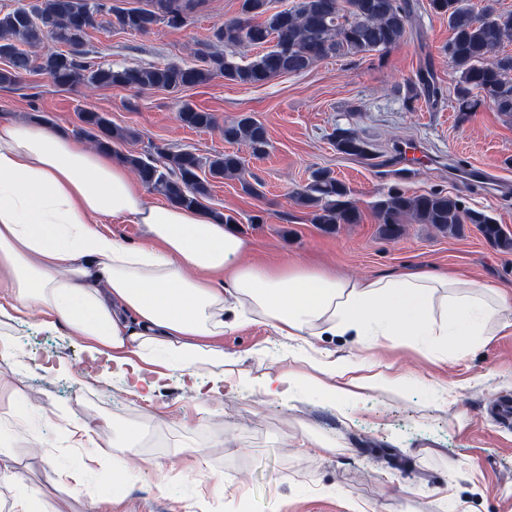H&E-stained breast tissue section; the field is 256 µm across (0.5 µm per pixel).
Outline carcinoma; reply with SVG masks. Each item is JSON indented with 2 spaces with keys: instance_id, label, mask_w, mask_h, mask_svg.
Returning <instances> with one entry per match:
<instances>
[{
  "instance_id": "cac0c4a2",
  "label": "carcinoma",
  "mask_w": 512,
  "mask_h": 512,
  "mask_svg": "<svg viewBox=\"0 0 512 512\" xmlns=\"http://www.w3.org/2000/svg\"><path fill=\"white\" fill-rule=\"evenodd\" d=\"M191 2L139 0L137 6L122 7L112 0H30L0 10V86H12L40 68L53 83L69 88L177 92L216 76L241 85H263L283 74L304 73L327 58L387 52L405 40L412 25L408 0H295L282 10L274 8L272 0H240L238 15L218 25L213 38L226 48L247 44L262 49L245 64L215 50L198 53L196 64L114 68L93 61L83 49L87 31L98 26L140 34L151 33L161 23L180 29L187 23ZM428 7L448 19L451 37L446 51L458 111L474 112L488 102L512 118V54L504 51V44L512 41V11L488 8L477 15L468 0H429ZM49 40L66 50H48L37 57L27 51ZM418 91L433 99L442 94L432 71L418 73L417 88L403 96L406 107L413 106ZM178 118L192 129L216 126L213 113L188 104ZM80 121L79 132L102 151L136 137L132 130L112 124L104 112L83 110ZM221 132L224 141L243 143L255 155L268 146L266 127L251 116L224 123ZM336 145L348 155L367 152L366 144L349 131L337 132ZM158 155L154 159L128 154L123 160L147 188L172 204L199 207L213 180L238 179L245 192H256L253 184L241 179L243 162L236 153H220L206 162L189 150H160ZM203 168L205 178L199 175ZM293 201L326 230L361 220L350 189L326 169L314 170L310 182L293 193ZM374 211L388 238L400 236L409 221L455 236L463 225L474 224L497 248L512 251V235L495 219L442 191L411 195L393 189L375 202Z\"/></svg>"
}]
</instances>
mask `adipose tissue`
Segmentation results:
<instances>
[{
  "instance_id": "1",
  "label": "adipose tissue",
  "mask_w": 512,
  "mask_h": 512,
  "mask_svg": "<svg viewBox=\"0 0 512 512\" xmlns=\"http://www.w3.org/2000/svg\"><path fill=\"white\" fill-rule=\"evenodd\" d=\"M109 218L143 225L144 240L103 230ZM250 249L209 212L147 203L124 162L63 128L0 121V317L36 316L84 338L144 399L175 370H205L235 391L243 361L217 340L243 325L395 347L409 336H485L512 316V295L452 271L347 278L250 261ZM313 366L316 390L338 409L351 387L390 381L326 350Z\"/></svg>"
}]
</instances>
